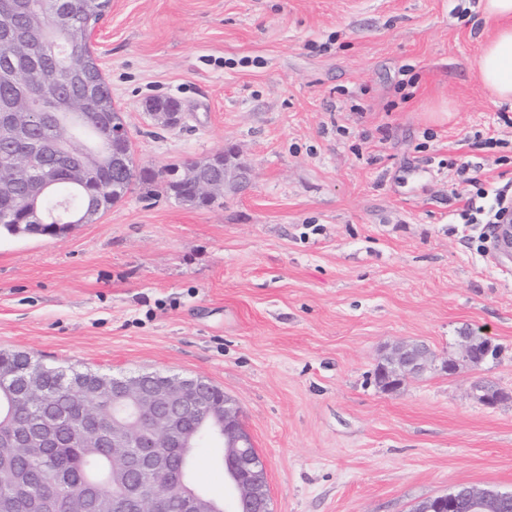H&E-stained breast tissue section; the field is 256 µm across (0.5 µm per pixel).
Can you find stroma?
<instances>
[{"instance_id":"35a3bbf8","label":"stroma","mask_w":512,"mask_h":512,"mask_svg":"<svg viewBox=\"0 0 512 512\" xmlns=\"http://www.w3.org/2000/svg\"><path fill=\"white\" fill-rule=\"evenodd\" d=\"M489 33L481 0H111L92 48L136 164L231 146L251 180L207 208L136 190L56 237L1 234L0 350L209 380L241 411L272 512L512 490V258L491 263L461 217L470 178L512 182V106L471 68ZM168 97L175 128L145 110ZM478 132L494 145H469ZM479 330L497 358L444 371ZM401 343L436 365L382 391ZM477 383L506 399L486 406ZM195 480L228 499L215 450Z\"/></svg>"}]
</instances>
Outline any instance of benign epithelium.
Returning <instances> with one entry per match:
<instances>
[{
	"mask_svg": "<svg viewBox=\"0 0 512 512\" xmlns=\"http://www.w3.org/2000/svg\"><path fill=\"white\" fill-rule=\"evenodd\" d=\"M30 25L15 39L25 42L28 51H41L51 63L40 70L35 93L22 100L6 101L0 110V141L12 144V150L0 155V181L8 186L25 188L21 208L28 224L53 225L55 228L86 224L97 215L96 198L87 207H58L48 211L44 199L55 193L59 182L58 168L64 167L75 186L88 183L94 167L112 166L119 175L126 166V156L108 151L97 156L77 152L71 145L69 124L56 111L62 82L60 68L73 78H81L88 70L81 46L91 43L99 30L86 24L82 16L60 8L52 21H47L34 5L28 6ZM50 127L47 138L32 137L38 124ZM110 144L117 146L130 141L123 122L107 127ZM216 156L188 163L167 172L170 178L191 179L203 200L224 195L229 180L212 174ZM434 362L429 353L417 354L409 345H399L387 355L394 375L405 380L426 370ZM23 382L32 398L49 401L63 392L73 400L89 395L97 400L112 401V433L90 427L84 415L69 418L70 433L80 442L112 448V485L123 489V495L108 497L96 486L73 487L66 480L57 485L59 501L78 506L81 512H157L160 494H174L179 499L180 512H216L214 504L186 487L182 476L184 460L169 452L171 448L192 447V435L186 429L183 413L195 412L215 424L223 439L224 465H236L241 475L234 491L243 503V512H271L263 461L252 448L241 412L235 402L224 397L214 403L209 393L210 383L201 377H176L145 372L129 378L66 376L54 393L47 392L41 374L32 367L24 371L0 368V390L13 382ZM54 423L45 419L41 427L17 437L0 439L1 448L15 449V455L25 459L26 467L9 465V457H0V485L6 496L0 502V512H46V502L31 492L32 472L57 468L49 451ZM497 498L487 489L469 488V499L484 509Z\"/></svg>",
	"mask_w": 512,
	"mask_h": 512,
	"instance_id": "7a95c632",
	"label": "benign epithelium"
}]
</instances>
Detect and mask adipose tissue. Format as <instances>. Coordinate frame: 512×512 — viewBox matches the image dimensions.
<instances>
[{
    "mask_svg": "<svg viewBox=\"0 0 512 512\" xmlns=\"http://www.w3.org/2000/svg\"><path fill=\"white\" fill-rule=\"evenodd\" d=\"M482 12L492 32L480 46L474 73L490 91L491 105H512V0H482Z\"/></svg>",
    "mask_w": 512,
    "mask_h": 512,
    "instance_id": "ef3b65f1",
    "label": "adipose tissue"
}]
</instances>
